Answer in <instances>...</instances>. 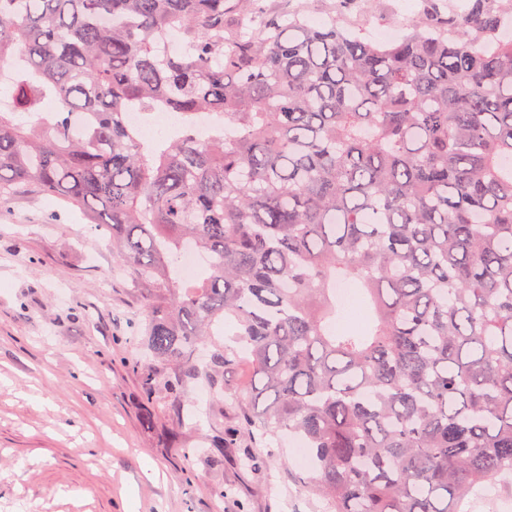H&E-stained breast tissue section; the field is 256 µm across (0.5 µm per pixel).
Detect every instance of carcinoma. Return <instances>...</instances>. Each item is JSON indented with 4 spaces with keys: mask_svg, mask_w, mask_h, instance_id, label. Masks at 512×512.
Returning a JSON list of instances; mask_svg holds the SVG:
<instances>
[{
    "mask_svg": "<svg viewBox=\"0 0 512 512\" xmlns=\"http://www.w3.org/2000/svg\"><path fill=\"white\" fill-rule=\"evenodd\" d=\"M507 17L512 0L432 5L380 44L257 0H0V199L32 183L112 231L147 397L161 383L181 404L243 351L244 420L261 402L264 429L306 442L334 512L512 493ZM129 112L181 125L147 144ZM338 279L365 327L330 330ZM227 319L236 349L214 339Z\"/></svg>",
    "mask_w": 512,
    "mask_h": 512,
    "instance_id": "obj_1",
    "label": "carcinoma"
}]
</instances>
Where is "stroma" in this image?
Instances as JSON below:
<instances>
[{
    "label": "stroma",
    "instance_id": "1",
    "mask_svg": "<svg viewBox=\"0 0 512 512\" xmlns=\"http://www.w3.org/2000/svg\"><path fill=\"white\" fill-rule=\"evenodd\" d=\"M400 6L342 23L367 38ZM142 320L108 228L33 185L0 202V512H329L293 437L231 400L146 406Z\"/></svg>",
    "mask_w": 512,
    "mask_h": 512
}]
</instances>
